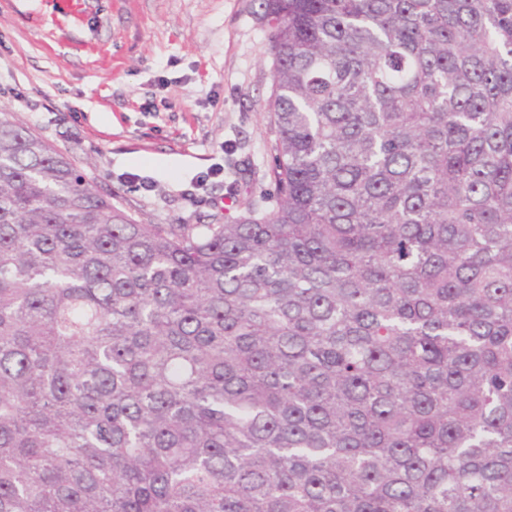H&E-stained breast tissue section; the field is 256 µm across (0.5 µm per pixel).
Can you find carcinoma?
<instances>
[{
  "label": "carcinoma",
  "instance_id": "cac0c4a2",
  "mask_svg": "<svg viewBox=\"0 0 512 512\" xmlns=\"http://www.w3.org/2000/svg\"><path fill=\"white\" fill-rule=\"evenodd\" d=\"M259 8L268 211L0 110V512H512V0Z\"/></svg>",
  "mask_w": 512,
  "mask_h": 512
}]
</instances>
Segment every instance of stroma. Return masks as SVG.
Listing matches in <instances>:
<instances>
[{"label": "stroma", "instance_id": "35a3bbf8", "mask_svg": "<svg viewBox=\"0 0 512 512\" xmlns=\"http://www.w3.org/2000/svg\"><path fill=\"white\" fill-rule=\"evenodd\" d=\"M254 0H0V107L148 224L271 207L268 33Z\"/></svg>", "mask_w": 512, "mask_h": 512}]
</instances>
